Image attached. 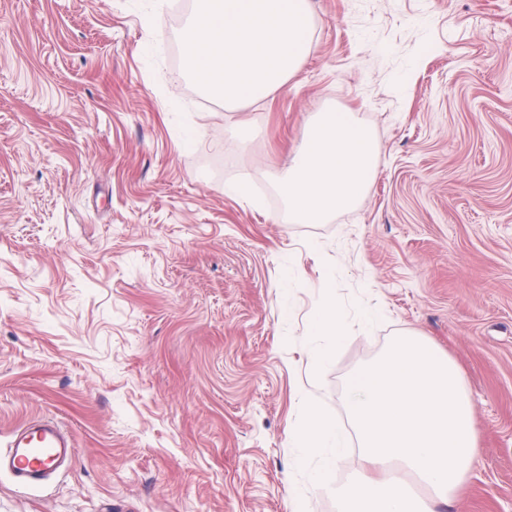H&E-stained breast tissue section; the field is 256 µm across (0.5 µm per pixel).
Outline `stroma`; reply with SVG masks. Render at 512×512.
Returning a JSON list of instances; mask_svg holds the SVG:
<instances>
[{"mask_svg": "<svg viewBox=\"0 0 512 512\" xmlns=\"http://www.w3.org/2000/svg\"><path fill=\"white\" fill-rule=\"evenodd\" d=\"M0 0V444L45 415L77 457L0 512H336L292 468L312 392L400 329L460 367L480 454L451 512H512V0H309L312 50L227 109L183 55L193 0ZM354 112L380 144L363 201L289 224L273 187L307 124ZM347 339L299 338L326 273ZM385 312L370 332L356 313Z\"/></svg>", "mask_w": 512, "mask_h": 512, "instance_id": "stroma-1", "label": "stroma"}]
</instances>
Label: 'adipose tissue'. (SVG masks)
I'll list each match as a JSON object with an SVG mask.
<instances>
[{
  "mask_svg": "<svg viewBox=\"0 0 512 512\" xmlns=\"http://www.w3.org/2000/svg\"><path fill=\"white\" fill-rule=\"evenodd\" d=\"M375 134L354 113L329 109L309 121L299 148L276 189L291 224H322L355 208L378 165ZM317 361L331 359L344 340V319L326 297L309 322ZM361 464L378 477L360 476L338 489L349 505L367 512H441L452 505L480 452L462 371L430 341L402 329L375 359L356 367L344 385ZM303 418L288 429L300 453L293 465L309 483L327 481L346 452L336 417L302 399Z\"/></svg>",
  "mask_w": 512,
  "mask_h": 512,
  "instance_id": "adipose-tissue-1",
  "label": "adipose tissue"
}]
</instances>
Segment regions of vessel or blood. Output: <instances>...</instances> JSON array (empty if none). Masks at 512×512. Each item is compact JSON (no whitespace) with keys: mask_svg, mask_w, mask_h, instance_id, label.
Instances as JSON below:
<instances>
[{"mask_svg":"<svg viewBox=\"0 0 512 512\" xmlns=\"http://www.w3.org/2000/svg\"><path fill=\"white\" fill-rule=\"evenodd\" d=\"M75 455L74 443L57 423L34 420L12 431L7 450L0 452V473L17 486L37 489L66 469Z\"/></svg>","mask_w":512,"mask_h":512,"instance_id":"obj_1","label":"vessel or blood"}]
</instances>
